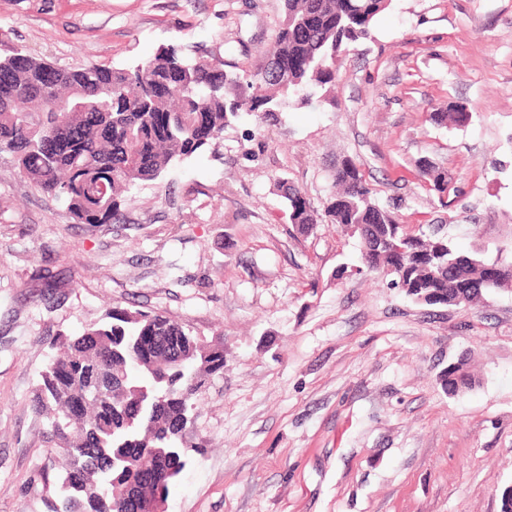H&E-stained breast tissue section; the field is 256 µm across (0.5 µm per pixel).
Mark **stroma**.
Masks as SVG:
<instances>
[{"instance_id":"stroma-1","label":"stroma","mask_w":512,"mask_h":512,"mask_svg":"<svg viewBox=\"0 0 512 512\" xmlns=\"http://www.w3.org/2000/svg\"><path fill=\"white\" fill-rule=\"evenodd\" d=\"M282 0H0V56L122 67L166 46L254 69ZM459 101L467 125L429 112ZM414 235L512 256V0H392L327 97L242 115L209 150L76 223L0 153V512H46L56 459L30 407L55 345L119 306L224 345L166 512H499L512 485V289L429 306L361 266L359 240L288 221L343 158ZM430 159L448 179L432 191ZM477 379L448 394V365ZM284 198L289 223L293 224L299 233L308 234L321 223V215L311 207L298 189L289 186L284 192Z\"/></svg>"}]
</instances>
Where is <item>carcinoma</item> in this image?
Masks as SVG:
<instances>
[{
  "label": "carcinoma",
  "mask_w": 512,
  "mask_h": 512,
  "mask_svg": "<svg viewBox=\"0 0 512 512\" xmlns=\"http://www.w3.org/2000/svg\"><path fill=\"white\" fill-rule=\"evenodd\" d=\"M283 19L262 67L236 75L204 55L177 46L120 68H55L27 57L0 58V152L41 191L63 200L80 224L121 221L123 193L158 182L181 161L210 148L242 113L275 121L293 101L306 104L327 92L336 61L369 36L390 0H283ZM192 75L179 83L175 71ZM88 88L107 104L101 112H52L50 103ZM467 107L434 112L457 125ZM419 175L444 195L448 183L428 159ZM336 193L325 215L337 224L367 226L361 260L423 303L436 295L466 306L512 283V261L463 249L445 235L410 237L396 217L376 204L356 161L333 174ZM289 223L301 234L322 215L294 187L284 192ZM224 371V347L206 345L162 315L114 307L105 318L62 341L50 354L32 400L47 419L62 470L53 475L48 512H118V500L147 486L141 466L125 449L143 448L154 467L152 487L168 498L190 459L183 446L181 398L202 393L206 378ZM156 383L168 403L150 406L138 393ZM448 393L472 387L464 362L441 375Z\"/></svg>",
  "instance_id": "1"
}]
</instances>
